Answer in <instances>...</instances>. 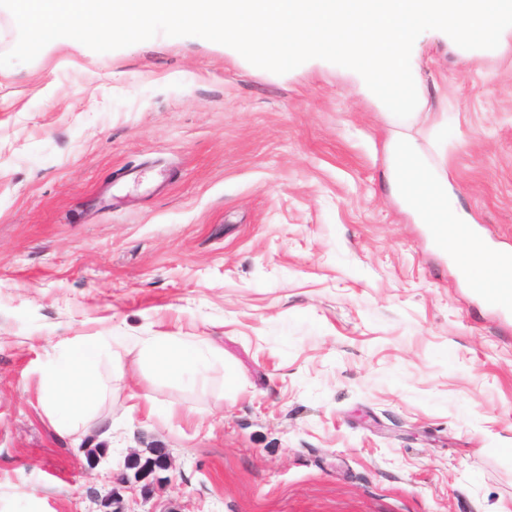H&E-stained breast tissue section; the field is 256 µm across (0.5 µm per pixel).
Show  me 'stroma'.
<instances>
[{"label":"stroma","mask_w":512,"mask_h":512,"mask_svg":"<svg viewBox=\"0 0 512 512\" xmlns=\"http://www.w3.org/2000/svg\"><path fill=\"white\" fill-rule=\"evenodd\" d=\"M412 65L405 119L336 64L196 36L0 67V512H512V306L390 183L403 133L512 251V31H425ZM84 336L110 391L74 438L41 378ZM157 336L199 370L164 376ZM154 448L168 470L117 482Z\"/></svg>","instance_id":"stroma-1"}]
</instances>
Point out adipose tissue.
<instances>
[{"label":"adipose tissue","mask_w":512,"mask_h":512,"mask_svg":"<svg viewBox=\"0 0 512 512\" xmlns=\"http://www.w3.org/2000/svg\"><path fill=\"white\" fill-rule=\"evenodd\" d=\"M397 173L395 186L420 223L439 227L438 243L451 255L460 254L462 240L449 228L464 223L448 196V190L425 165L420 149L409 139L397 137L392 145ZM471 286L477 291L494 294L500 291L505 276L495 255L487 253L470 258L464 268ZM149 349L163 373L181 377L197 364L201 352L195 346L155 339ZM108 390L99 370L95 343L82 340L66 350L63 356L48 363L42 372L44 413L56 431L65 435L77 433Z\"/></svg>","instance_id":"ef3b65f1"}]
</instances>
